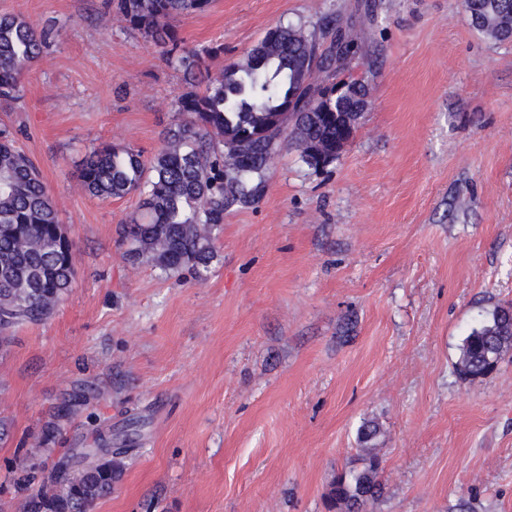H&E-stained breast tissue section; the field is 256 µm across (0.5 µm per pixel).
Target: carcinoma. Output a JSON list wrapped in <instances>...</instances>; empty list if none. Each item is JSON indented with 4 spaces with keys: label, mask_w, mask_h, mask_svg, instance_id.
I'll return each instance as SVG.
<instances>
[{
    "label": "carcinoma",
    "mask_w": 512,
    "mask_h": 512,
    "mask_svg": "<svg viewBox=\"0 0 512 512\" xmlns=\"http://www.w3.org/2000/svg\"><path fill=\"white\" fill-rule=\"evenodd\" d=\"M128 27L166 46V54L186 70L189 90L176 100L183 120L166 131L164 144L146 160L131 148L101 143L86 155L79 172L84 190L100 199L136 192L140 215L122 225L131 244L128 258L150 260L166 275L188 268L204 277L215 257L214 240L224 223V208L249 204L264 182L275 157L259 134L274 112L289 102L292 127L283 140L295 145L302 161L317 167L315 156H336V113L317 112L312 99L336 80L354 39L343 53L323 47L331 31H342L340 19L327 15L309 28L280 24L267 31L247 56L224 66L216 77L210 62L223 46L187 49L168 21L205 11L211 0H113ZM470 25L495 42L512 41V0H464ZM44 39L25 19L0 15V99L18 98L20 79L41 56ZM244 135L254 153L248 171L235 167L224 142ZM57 208L39 167L15 145L13 130L0 126V308L20 312L7 320L0 314V343L11 330L39 324L72 288V243L62 242ZM512 351V304L499 305L463 339L458 367L466 377L492 371ZM380 426L365 421L357 430L360 466L337 475L329 501L337 512H364L383 493L376 441ZM78 477L61 475L65 488L57 495H27L26 512H90L112 492L121 476L122 453L101 456L92 448L76 457ZM16 484L30 490L39 480L27 459L15 462Z\"/></svg>",
    "instance_id": "cac0c4a2"
}]
</instances>
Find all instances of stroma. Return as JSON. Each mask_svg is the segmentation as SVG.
Here are the masks:
<instances>
[{
    "instance_id": "obj_1",
    "label": "stroma",
    "mask_w": 512,
    "mask_h": 512,
    "mask_svg": "<svg viewBox=\"0 0 512 512\" xmlns=\"http://www.w3.org/2000/svg\"><path fill=\"white\" fill-rule=\"evenodd\" d=\"M47 32L0 120L39 166L73 244L75 281L0 350V512H24L19 455L61 492L74 449H125L92 512H332L328 493L379 424L384 496L366 512H512V355L483 377L465 336L512 302V43L463 0H212L172 25L187 46L245 56L281 23L348 21L349 72L371 105L322 169L275 157L233 206L205 279L129 261L138 194L79 184L100 143L151 158L186 81L109 0H0ZM82 399L50 444L56 407Z\"/></svg>"
}]
</instances>
